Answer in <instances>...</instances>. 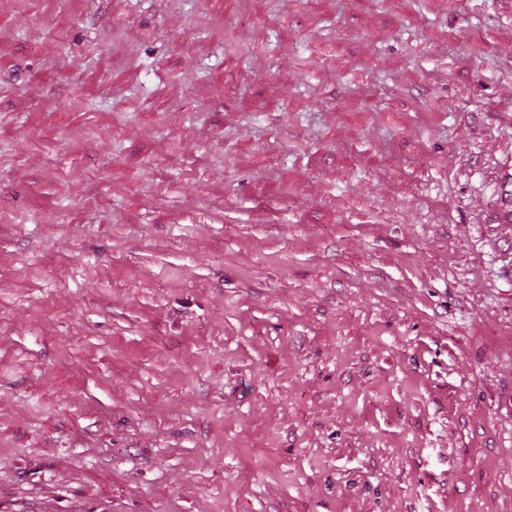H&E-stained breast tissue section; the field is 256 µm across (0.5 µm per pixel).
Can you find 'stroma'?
<instances>
[{
  "label": "stroma",
  "instance_id": "obj_1",
  "mask_svg": "<svg viewBox=\"0 0 512 512\" xmlns=\"http://www.w3.org/2000/svg\"><path fill=\"white\" fill-rule=\"evenodd\" d=\"M512 0H0V512H512Z\"/></svg>",
  "mask_w": 512,
  "mask_h": 512
}]
</instances>
